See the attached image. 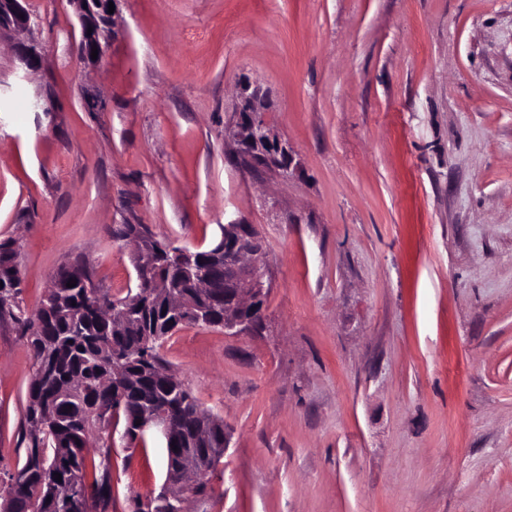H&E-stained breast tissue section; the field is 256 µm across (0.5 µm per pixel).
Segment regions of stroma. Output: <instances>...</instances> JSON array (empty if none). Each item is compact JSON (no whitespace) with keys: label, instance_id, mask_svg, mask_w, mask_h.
Instances as JSON below:
<instances>
[{"label":"stroma","instance_id":"35a3bbf8","mask_svg":"<svg viewBox=\"0 0 512 512\" xmlns=\"http://www.w3.org/2000/svg\"><path fill=\"white\" fill-rule=\"evenodd\" d=\"M38 70L0 39V240L21 304L83 261L136 287L124 224L193 251L254 225L256 334L187 326L170 370L229 446L187 512H512V0H118L97 66L69 0H29ZM259 89L291 165L237 156ZM34 365L0 320V491ZM111 512L166 481L111 450Z\"/></svg>","mask_w":512,"mask_h":512}]
</instances>
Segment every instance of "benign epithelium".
<instances>
[{
    "label": "benign epithelium",
    "mask_w": 512,
    "mask_h": 512,
    "mask_svg": "<svg viewBox=\"0 0 512 512\" xmlns=\"http://www.w3.org/2000/svg\"><path fill=\"white\" fill-rule=\"evenodd\" d=\"M117 0H70L81 27L83 51L81 57L88 63L99 64L104 60L107 46L97 42L95 35L102 25L113 26L114 15L108 13L109 2ZM28 0H0V35L19 33L31 26ZM97 48V59H92V48ZM16 59L26 72L38 68L40 52L33 44L18 42L14 47ZM238 138L242 153L249 160L267 169L288 174L291 159L288 145L276 141L264 117V106L255 90L241 87L238 104ZM269 294L268 267L258 235L250 224L230 222L224 225V318L221 325L226 336H242L255 333L262 325ZM177 432L171 418L165 414H145L136 433L157 434L169 442ZM210 472L209 457L188 455L181 470L172 476L171 497L185 512L186 502L194 496L198 481Z\"/></svg>",
    "instance_id": "benign-epithelium-1"
}]
</instances>
